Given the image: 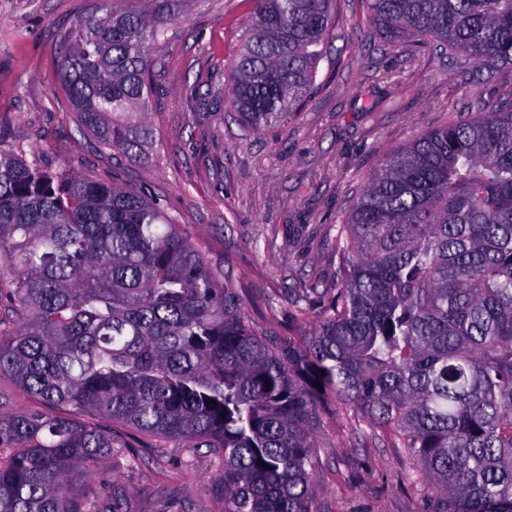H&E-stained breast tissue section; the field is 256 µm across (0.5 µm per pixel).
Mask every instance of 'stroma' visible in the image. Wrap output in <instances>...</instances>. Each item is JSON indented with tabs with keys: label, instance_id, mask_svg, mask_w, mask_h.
<instances>
[{
	"label": "stroma",
	"instance_id": "obj_1",
	"mask_svg": "<svg viewBox=\"0 0 512 512\" xmlns=\"http://www.w3.org/2000/svg\"><path fill=\"white\" fill-rule=\"evenodd\" d=\"M98 0H0V146L66 172H89L159 197L167 211L241 286L250 321L297 335L334 287L329 245L382 157L452 121L470 95L512 93V67L476 83L453 70L434 43L380 38L366 0H338L336 28L317 85L299 114L252 132L230 118L228 98L199 99L227 80L249 0H181L160 49L142 156L100 149L78 127L61 86L56 44ZM309 286L315 295L297 300ZM314 512H424L402 449L366 440L347 413L316 432ZM126 461L99 478L121 490L120 512H219L203 485L218 463L206 449L172 447L153 461L129 439Z\"/></svg>",
	"mask_w": 512,
	"mask_h": 512
}]
</instances>
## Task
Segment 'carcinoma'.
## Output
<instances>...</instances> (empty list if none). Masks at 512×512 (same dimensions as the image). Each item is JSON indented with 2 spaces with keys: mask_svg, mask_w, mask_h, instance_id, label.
Here are the masks:
<instances>
[{
  "mask_svg": "<svg viewBox=\"0 0 512 512\" xmlns=\"http://www.w3.org/2000/svg\"><path fill=\"white\" fill-rule=\"evenodd\" d=\"M101 0L60 39L61 84L100 147L138 155L174 0ZM231 104L253 132L314 89L337 0H249ZM385 37L458 69L512 65V0H367ZM314 326L249 322L233 281L161 202L0 148V512H119L78 482L124 456L206 448L221 512H313L327 408L402 448L430 512H512V97L386 155L331 240ZM0 392L11 399L13 410L27 409L34 404L27 393L9 378L0 377Z\"/></svg>",
  "mask_w": 512,
  "mask_h": 512,
  "instance_id": "obj_1",
  "label": "carcinoma"
}]
</instances>
